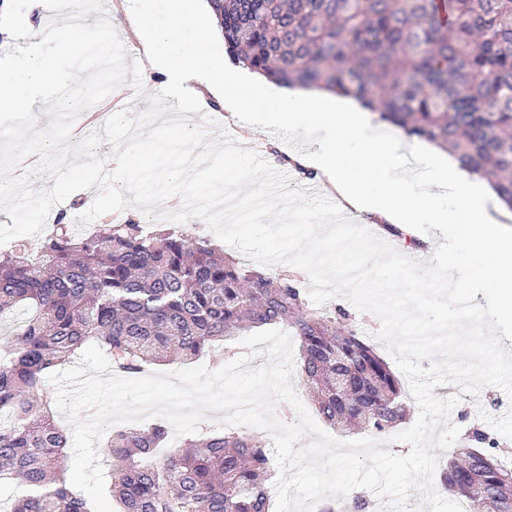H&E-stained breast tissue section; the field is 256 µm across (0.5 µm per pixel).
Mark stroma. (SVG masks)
<instances>
[{"label": "stroma", "mask_w": 512, "mask_h": 512, "mask_svg": "<svg viewBox=\"0 0 512 512\" xmlns=\"http://www.w3.org/2000/svg\"><path fill=\"white\" fill-rule=\"evenodd\" d=\"M29 0H12L13 26L11 29L0 32V70L10 71L20 57L30 51L27 36L26 20L29 16ZM135 11L149 12L155 22H164L168 15V0H114L109 21L116 30L122 43L127 63L143 62L144 57L138 42L133 35L129 16ZM191 91L198 97L202 111L192 113L187 117L190 126L203 131L206 140L212 141L228 135L237 138L240 147L260 149L266 162L276 170H289L291 173L290 190H304L311 186V179L305 178L298 168H285L284 159L289 155L307 150L311 146L310 137L305 131H291L279 126L274 120H267L262 130L253 137H240L235 125L226 118L224 100L218 94L209 91L199 84H191ZM242 349L237 340L215 341L208 344L203 352L195 358L194 362L175 361L159 365L162 373L176 372L187 369L188 365H202L209 371H216L222 366L241 355ZM435 395H460V402L449 415V421L460 427L461 430L479 425L480 420L474 412L482 408L494 417L503 416L507 405L490 406L486 394L479 396L460 394L459 388L454 384H446L435 388Z\"/></svg>", "instance_id": "obj_1"}]
</instances>
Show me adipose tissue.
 I'll return each mask as SVG.
<instances>
[{
	"mask_svg": "<svg viewBox=\"0 0 512 512\" xmlns=\"http://www.w3.org/2000/svg\"><path fill=\"white\" fill-rule=\"evenodd\" d=\"M169 9L164 24L138 16L136 33L152 74L170 93L194 79L222 93L252 122L270 116L284 128L305 130L315 146L299 156V163L320 174L330 190L357 210L409 229L418 224L457 225L460 244L477 259L479 276L496 291L502 319L512 321V230L494 217V194L486 181L436 154L424 161L429 190L417 192L401 140L381 135L378 121L358 102L276 88L249 71L228 66L215 53L187 56L184 31L195 30L200 40H208L205 22L185 0H169ZM61 82L53 59L32 52L26 64L0 77V112H42ZM353 141L360 145L354 153L348 150Z\"/></svg>",
	"mask_w": 512,
	"mask_h": 512,
	"instance_id": "obj_1",
	"label": "adipose tissue"
}]
</instances>
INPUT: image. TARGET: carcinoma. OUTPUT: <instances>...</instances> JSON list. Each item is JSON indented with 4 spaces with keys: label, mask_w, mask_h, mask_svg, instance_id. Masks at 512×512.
I'll list each match as a JSON object with an SVG mask.
<instances>
[{
    "label": "carcinoma",
    "mask_w": 512,
    "mask_h": 512,
    "mask_svg": "<svg viewBox=\"0 0 512 512\" xmlns=\"http://www.w3.org/2000/svg\"><path fill=\"white\" fill-rule=\"evenodd\" d=\"M233 61L288 87L353 98L410 139L447 151L487 179L512 210V0H207ZM60 213L38 257L0 255V321L29 317L0 342V485L25 495L8 512H93L64 477L65 433L43 400L45 377L95 344L139 374L214 341L285 325L322 419L386 435L410 408L390 365L349 328L341 307L315 311L301 281L242 264L199 235L102 221L78 235ZM155 423L118 431L120 512H268L266 445L231 432L167 439ZM474 428L440 468V486L469 512H512V466ZM361 496L324 512H366Z\"/></svg>",
    "instance_id": "carcinoma-1"
}]
</instances>
